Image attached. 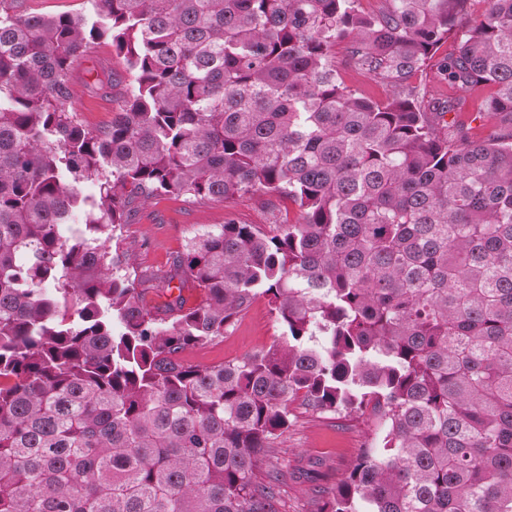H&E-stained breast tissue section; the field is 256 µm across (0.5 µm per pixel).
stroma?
Returning <instances> with one entry per match:
<instances>
[{
	"label": "stroma",
	"mask_w": 512,
	"mask_h": 512,
	"mask_svg": "<svg viewBox=\"0 0 512 512\" xmlns=\"http://www.w3.org/2000/svg\"><path fill=\"white\" fill-rule=\"evenodd\" d=\"M111 77L112 89L102 95L86 88L90 73ZM133 78L109 42L93 45L72 74L75 107L90 129L108 125L112 113L129 92ZM297 217L296 206L285 199L254 193L229 200H192L157 196L134 206L122 230V248L133 254L140 271L165 274L170 260L195 232L232 220L239 224H281ZM278 328L265 298H257L224 337L203 348L187 350L182 358L196 365L232 361L268 347ZM292 424L277 450L285 474L280 512H313L312 481H334L358 454L372 432L366 420L349 421L306 412L290 406Z\"/></svg>",
	"instance_id": "1"
}]
</instances>
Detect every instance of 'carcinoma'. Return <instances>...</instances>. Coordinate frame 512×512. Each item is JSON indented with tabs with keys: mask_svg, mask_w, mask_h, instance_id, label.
Segmentation results:
<instances>
[{
	"mask_svg": "<svg viewBox=\"0 0 512 512\" xmlns=\"http://www.w3.org/2000/svg\"><path fill=\"white\" fill-rule=\"evenodd\" d=\"M19 2L0 0V512H279L259 463L296 401L375 426L316 512H512V0ZM450 37L451 93L426 101L413 80ZM103 38L133 87L91 130L70 71ZM341 44L388 97L345 85ZM482 85L500 130L472 141L457 92ZM258 191L297 221L205 228L155 284L120 250L137 199ZM259 296L269 347L183 362ZM23 9L36 14H58L83 12L93 16V9L89 0H22Z\"/></svg>",
	"mask_w": 512,
	"mask_h": 512,
	"instance_id": "carcinoma-1",
	"label": "carcinoma"
}]
</instances>
